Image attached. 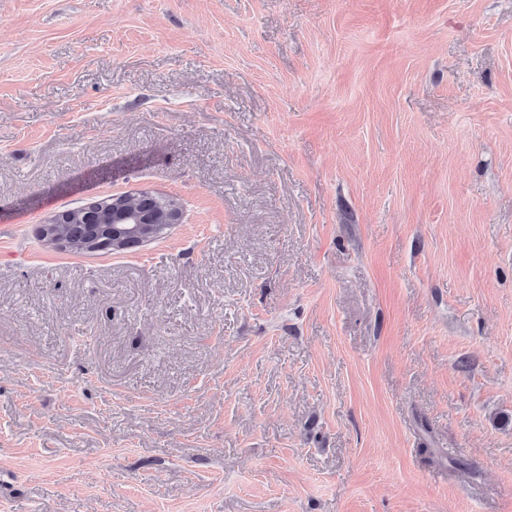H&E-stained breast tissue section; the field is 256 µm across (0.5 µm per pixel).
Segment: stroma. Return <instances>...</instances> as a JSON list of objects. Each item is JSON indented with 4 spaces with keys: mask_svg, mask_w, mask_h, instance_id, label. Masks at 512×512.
I'll return each mask as SVG.
<instances>
[{
    "mask_svg": "<svg viewBox=\"0 0 512 512\" xmlns=\"http://www.w3.org/2000/svg\"><path fill=\"white\" fill-rule=\"evenodd\" d=\"M506 415L512 0H0V512H512ZM167 194L141 191L133 195H121L113 200L112 195L97 199L85 205L63 210L54 215L53 221L62 220L58 226L59 232L71 244L76 246L89 245L96 240L112 233V210L123 208L135 211L142 221L131 212H124L118 217L119 223L126 224L118 228L113 240L106 244L115 245L123 233L142 234L157 229L164 224L160 217L166 205Z\"/></svg>",
    "mask_w": 512,
    "mask_h": 512,
    "instance_id": "1",
    "label": "stroma"
}]
</instances>
